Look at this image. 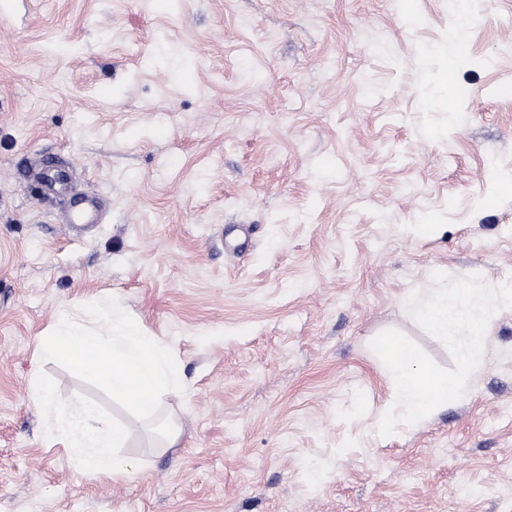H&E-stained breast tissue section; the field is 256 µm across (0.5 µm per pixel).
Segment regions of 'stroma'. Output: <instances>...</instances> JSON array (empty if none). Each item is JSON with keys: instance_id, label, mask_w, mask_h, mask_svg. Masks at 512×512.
Returning a JSON list of instances; mask_svg holds the SVG:
<instances>
[{"instance_id": "stroma-1", "label": "stroma", "mask_w": 512, "mask_h": 512, "mask_svg": "<svg viewBox=\"0 0 512 512\" xmlns=\"http://www.w3.org/2000/svg\"><path fill=\"white\" fill-rule=\"evenodd\" d=\"M471 11L0 0V512H512V308L464 399L376 433L377 335L454 366L407 293L512 280V0ZM85 191L101 219L69 223ZM109 297L184 376L173 447L36 357ZM35 372L127 429V478L46 441Z\"/></svg>"}]
</instances>
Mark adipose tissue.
I'll return each mask as SVG.
<instances>
[{"mask_svg": "<svg viewBox=\"0 0 512 512\" xmlns=\"http://www.w3.org/2000/svg\"><path fill=\"white\" fill-rule=\"evenodd\" d=\"M31 393L36 401L48 407L47 439L63 441L67 447L75 449L85 471L114 480L129 474L133 461L117 453L127 439L123 427L93 406L56 404L53 386L43 379H33Z\"/></svg>", "mask_w": 512, "mask_h": 512, "instance_id": "adipose-tissue-1", "label": "adipose tissue"}]
</instances>
